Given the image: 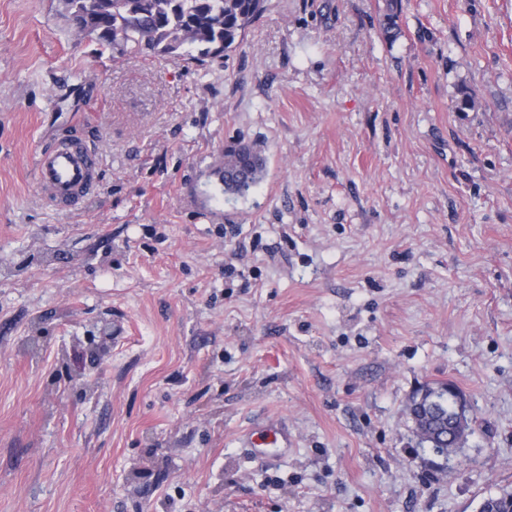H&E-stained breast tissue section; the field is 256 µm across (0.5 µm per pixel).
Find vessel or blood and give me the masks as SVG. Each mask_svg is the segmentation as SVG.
Returning a JSON list of instances; mask_svg holds the SVG:
<instances>
[{"label":"vessel or blood","instance_id":"1","mask_svg":"<svg viewBox=\"0 0 512 512\" xmlns=\"http://www.w3.org/2000/svg\"><path fill=\"white\" fill-rule=\"evenodd\" d=\"M100 165L98 151L79 139L57 147L39 148L34 159V180L38 188L59 206L71 208L95 187ZM253 448H284L288 445L285 429L271 427L250 434Z\"/></svg>","mask_w":512,"mask_h":512}]
</instances>
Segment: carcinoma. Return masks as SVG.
<instances>
[{
  "instance_id": "carcinoma-1",
  "label": "carcinoma",
  "mask_w": 512,
  "mask_h": 512,
  "mask_svg": "<svg viewBox=\"0 0 512 512\" xmlns=\"http://www.w3.org/2000/svg\"><path fill=\"white\" fill-rule=\"evenodd\" d=\"M62 2L64 15L82 35L95 37L121 55L133 49L199 63L232 48L266 9V0H98L96 10L89 8V0ZM264 169L262 150L240 141L224 146L216 174L223 193L243 196L260 181ZM453 413L454 401L447 398L434 408L423 407L417 415L419 422L441 430L432 442L415 435L418 444L446 461L460 448L457 434L448 432V416ZM511 499V492L489 496L479 512H505Z\"/></svg>"
}]
</instances>
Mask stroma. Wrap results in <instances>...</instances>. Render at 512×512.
Segmentation results:
<instances>
[{"mask_svg":"<svg viewBox=\"0 0 512 512\" xmlns=\"http://www.w3.org/2000/svg\"><path fill=\"white\" fill-rule=\"evenodd\" d=\"M390 1L269 0L197 64L0 0V512L512 492V0H394L392 36ZM74 137L98 182L59 210L35 151ZM233 140L264 177L207 199ZM439 381L474 404L449 465L408 414ZM271 423L270 458L241 436Z\"/></svg>","mask_w":512,"mask_h":512,"instance_id":"35a3bbf8","label":"stroma"}]
</instances>
